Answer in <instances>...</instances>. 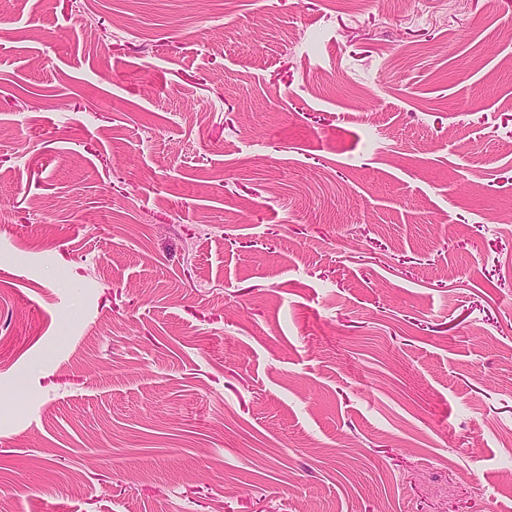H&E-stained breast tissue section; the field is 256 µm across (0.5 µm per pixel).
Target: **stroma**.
I'll return each instance as SVG.
<instances>
[{"instance_id": "35a3bbf8", "label": "stroma", "mask_w": 512, "mask_h": 512, "mask_svg": "<svg viewBox=\"0 0 512 512\" xmlns=\"http://www.w3.org/2000/svg\"><path fill=\"white\" fill-rule=\"evenodd\" d=\"M0 512H512V0H0Z\"/></svg>"}]
</instances>
